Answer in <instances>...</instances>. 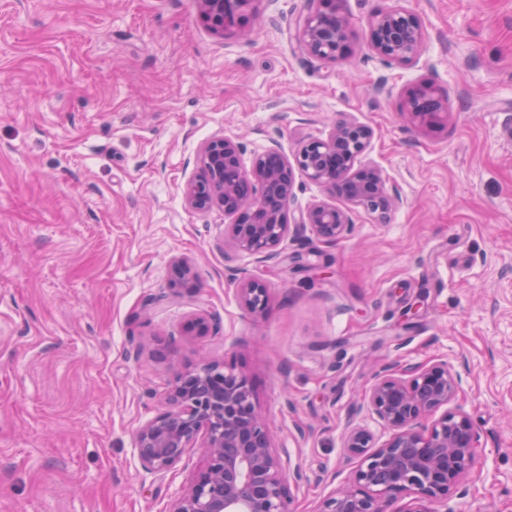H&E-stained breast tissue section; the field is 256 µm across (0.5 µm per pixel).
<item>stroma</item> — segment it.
I'll return each mask as SVG.
<instances>
[{"instance_id":"stroma-1","label":"stroma","mask_w":512,"mask_h":512,"mask_svg":"<svg viewBox=\"0 0 512 512\" xmlns=\"http://www.w3.org/2000/svg\"><path fill=\"white\" fill-rule=\"evenodd\" d=\"M395 6L426 34L407 66L366 43ZM318 7L250 0L217 35L195 0H0V512H170L204 450L153 472L136 433L203 357L248 373L304 474L293 512L351 475L350 427L387 438L375 371L448 361L480 465L440 512H512V0H338L336 61L292 38ZM423 81L446 112L432 127L407 111ZM342 119L374 131L387 219L351 207L345 239H286L274 264L225 254L223 211L183 198L201 144L238 137L248 166ZM242 277L266 281L264 316ZM205 311L218 329L187 333ZM241 307L254 317L264 315L267 306V284L259 279H241L237 288Z\"/></svg>"}]
</instances>
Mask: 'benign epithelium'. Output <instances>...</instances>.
I'll list each match as a JSON object with an SVG mask.
<instances>
[{"instance_id":"7a95c632","label":"benign epithelium","mask_w":512,"mask_h":512,"mask_svg":"<svg viewBox=\"0 0 512 512\" xmlns=\"http://www.w3.org/2000/svg\"><path fill=\"white\" fill-rule=\"evenodd\" d=\"M251 0H197L198 12L215 34L243 26L242 7ZM322 9L308 17L296 34L299 49L334 60L350 49L348 22L337 14L336 0H320ZM425 40L420 18L405 9L378 12L368 28L367 42L381 59L410 64ZM410 113L422 125L440 117L438 91L424 82L409 95ZM373 129L344 119L324 137L302 141L292 156L278 148L253 157L243 166V144L224 136L203 143L198 151L199 174L183 190L195 210L220 209L231 222L224 225V245L235 252L269 261L280 246L304 229L323 244L334 245L352 230L350 211L321 201L298 216L290 202L296 174L306 176L333 196L341 195L364 211L384 219L395 195L382 171L361 158ZM174 282L195 280L193 264L178 258ZM241 307L254 317L264 315L267 284L241 279ZM217 328L214 315L202 312L189 329L206 336ZM459 380L448 362L396 370L382 367L366 394L367 405L390 431L378 444L364 428L349 429L344 448L359 459L351 478L326 499L318 512H383L382 503L399 495L414 496L412 512H434L429 505L448 499L450 491L478 467V434L458 405ZM168 409L137 431L140 461L150 471L175 466L187 449L199 444L205 463L174 502L170 512H291V483L303 479L299 468L272 446L266 420L257 409L249 376L203 362L186 370L166 395ZM455 408L446 409V406Z\"/></svg>"}]
</instances>
